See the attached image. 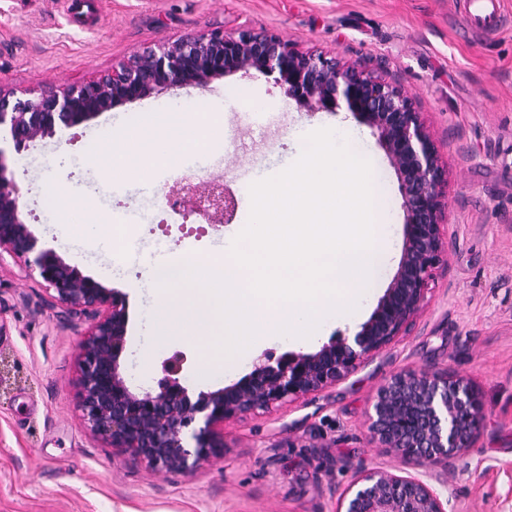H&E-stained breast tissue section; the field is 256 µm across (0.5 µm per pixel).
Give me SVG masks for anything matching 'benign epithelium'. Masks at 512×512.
<instances>
[{
	"label": "benign epithelium",
	"mask_w": 512,
	"mask_h": 512,
	"mask_svg": "<svg viewBox=\"0 0 512 512\" xmlns=\"http://www.w3.org/2000/svg\"><path fill=\"white\" fill-rule=\"evenodd\" d=\"M278 74L288 97L313 110L340 104L378 134L401 185L407 215L400 268L371 319L353 340L338 338L312 354L265 358L245 379L190 395L178 375L184 357L164 362L156 393L127 384L120 359L128 322L125 299L66 264L22 218L18 195L0 150V252L27 260L47 290L70 310L93 319L80 357V406L91 431L158 473L190 470L224 447V420L322 391L357 362L390 344L420 308L443 262L440 222L442 169L437 151L410 99L398 88L334 58L307 55L273 35L240 31L164 41L87 80L20 99L0 89V127L15 148L80 125L124 102L168 85L203 86L238 71ZM184 217L224 224L236 211L234 195L210 183L191 195L175 184ZM481 405L472 384L446 372L405 370L376 392L368 413L370 439L405 461H434L470 447ZM336 512H446L440 493L401 469L360 471L340 495Z\"/></svg>",
	"instance_id": "benign-epithelium-1"
}]
</instances>
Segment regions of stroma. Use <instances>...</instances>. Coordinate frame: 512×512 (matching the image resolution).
<instances>
[{"label":"stroma","mask_w":512,"mask_h":512,"mask_svg":"<svg viewBox=\"0 0 512 512\" xmlns=\"http://www.w3.org/2000/svg\"><path fill=\"white\" fill-rule=\"evenodd\" d=\"M493 31L468 28L455 0H0V86L27 98L39 85L65 86L164 40L213 31L253 30L295 49L340 59L401 89L439 153L444 174L445 253L408 330L325 390L224 422V447L191 472L155 473L95 436L79 407L81 345L91 326L65 313L23 260L0 256V512H335L359 471L401 467L433 486L447 512H512V0ZM231 100L207 117L215 131L204 167L156 166L115 178L78 165L105 130L172 100ZM345 124L374 160L392 200L382 275L390 286L403 256L406 213L398 177L377 134L346 107L299 106L272 75L236 72L208 86H173L100 113L15 151L0 132L22 216L40 247L127 302L122 370L134 388H154L162 364L184 355L181 383L218 389L247 377L262 356L313 353L353 338L381 296L360 315L331 320L303 344L269 340L230 369L202 374L188 342H155V291L143 273L181 250L222 257L224 238L248 221L242 187L274 176L299 157L301 131ZM79 190L93 219L111 224L114 245L72 238L48 221L42 182ZM219 179L237 192L236 218L203 224L165 202L175 182ZM124 249L113 264L110 248ZM150 370H143V360ZM469 379L483 418L466 451L437 462L401 461L367 431L377 390L403 370Z\"/></svg>","instance_id":"1"}]
</instances>
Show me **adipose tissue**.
Returning <instances> with one entry per match:
<instances>
[{
    "label": "adipose tissue",
    "instance_id": "obj_1",
    "mask_svg": "<svg viewBox=\"0 0 512 512\" xmlns=\"http://www.w3.org/2000/svg\"><path fill=\"white\" fill-rule=\"evenodd\" d=\"M206 107L223 110L227 104L203 99L187 110L170 102L163 110L142 113L134 124L117 132H105L86 162L110 168L116 175L135 176L155 163L192 160L201 146L195 119ZM44 191L53 222L65 226L73 235H82L90 225L89 205L84 197L60 180L47 183Z\"/></svg>",
    "mask_w": 512,
    "mask_h": 512
}]
</instances>
